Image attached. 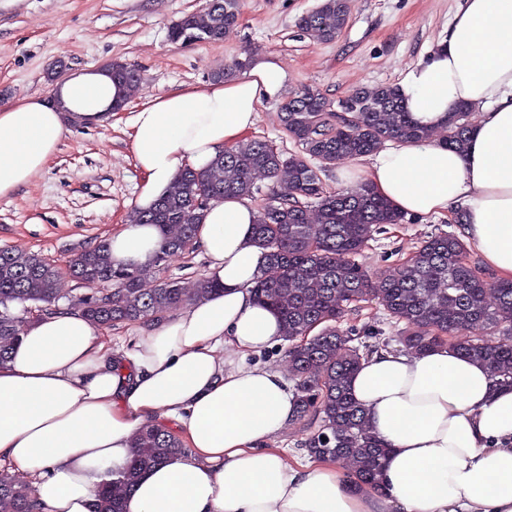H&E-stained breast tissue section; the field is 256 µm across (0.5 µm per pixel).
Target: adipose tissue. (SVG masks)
Segmentation results:
<instances>
[{
  "mask_svg": "<svg viewBox=\"0 0 512 512\" xmlns=\"http://www.w3.org/2000/svg\"><path fill=\"white\" fill-rule=\"evenodd\" d=\"M287 79L257 56L243 77L143 105L131 135L138 210L184 168L204 170L237 144ZM397 87L412 120L433 131L458 106L478 110L467 149L402 142L367 158L357 179L407 216L463 213L483 265L512 281V0H462ZM124 95L110 67H88L58 79L50 98L0 107V198L44 169L69 125L107 120ZM256 219L243 197L210 204L196 245L217 292L133 326L128 351L74 308L29 322L0 364V469L30 477L37 512H93L110 470L130 460L134 433L152 422L188 453L146 472L124 512H512V389L448 344L422 355L376 350L351 381L389 450L384 493L351 489L337 463L292 462L271 447L295 394L282 372L246 362L281 340L278 314L250 291L267 263ZM160 242L152 224L121 225L109 239L123 263L147 261Z\"/></svg>",
  "mask_w": 512,
  "mask_h": 512,
  "instance_id": "adipose-tissue-1",
  "label": "adipose tissue"
}]
</instances>
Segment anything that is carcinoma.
Listing matches in <instances>:
<instances>
[{
    "mask_svg": "<svg viewBox=\"0 0 512 512\" xmlns=\"http://www.w3.org/2000/svg\"><path fill=\"white\" fill-rule=\"evenodd\" d=\"M351 12V0H320L298 17L297 27L315 43L336 40ZM240 0H206L183 16L170 39L183 44L218 43L237 25ZM112 76L128 91L141 84L139 71L111 64ZM351 117L330 111L320 93L304 90L280 107L285 133L300 146L287 153L269 140L252 138L227 149L205 171L185 168L168 194L148 211L130 213L132 224H155L162 241L144 264L112 261L106 240L73 249L65 257L68 275L103 296L74 300L95 324H154L188 303L207 297L215 283L206 277L187 290L160 276L169 258L196 248V224L204 207L194 198L213 201L232 194L250 197L263 176L288 186L258 212L255 241L267 252L268 265L253 282L258 303L273 308L288 342L298 421L317 425L304 444L307 454L347 463L355 489L382 492L387 448L373 435L365 409L350 393V382L365 355L349 347L338 323L351 306L373 301L390 318L404 323L403 340L416 352L445 344L448 338L477 329L512 327V282H489L467 259V246L453 234L426 238L391 272L370 274L354 257L383 224L405 217L369 185L344 192L327 191L311 161L320 167L378 151L387 141L425 139L429 132L414 123L394 85L364 87L340 103ZM469 107L448 113L444 145L465 149ZM58 267L35 253L0 247V363L19 342L32 308L58 303ZM20 305L22 310L14 311ZM464 356L487 364L501 384L512 386V345L479 336L455 343ZM133 458L98 493L95 512H123V500L141 475L167 459L188 452L163 426L146 425L133 437ZM0 512H35L34 489L19 474L0 472Z\"/></svg>",
    "mask_w": 512,
    "mask_h": 512,
    "instance_id": "1",
    "label": "carcinoma"
}]
</instances>
